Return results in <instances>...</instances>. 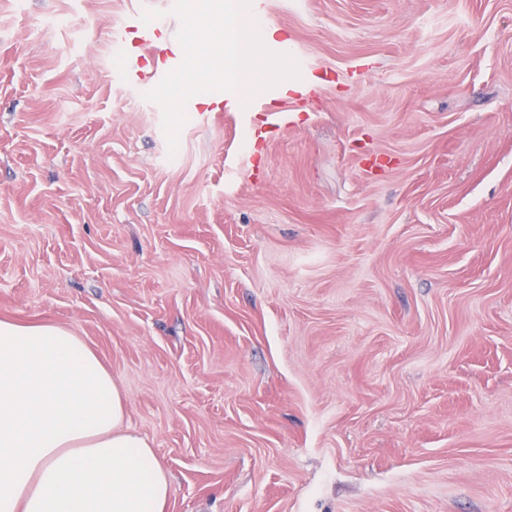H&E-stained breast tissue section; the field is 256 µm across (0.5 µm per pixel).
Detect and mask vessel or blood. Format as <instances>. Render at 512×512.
Returning <instances> with one entry per match:
<instances>
[{
    "label": "vessel or blood",
    "instance_id": "vessel-or-blood-1",
    "mask_svg": "<svg viewBox=\"0 0 512 512\" xmlns=\"http://www.w3.org/2000/svg\"><path fill=\"white\" fill-rule=\"evenodd\" d=\"M125 34L132 42L126 48L123 78L136 86L155 87L180 62V47L168 30L146 22L140 12L125 18Z\"/></svg>",
    "mask_w": 512,
    "mask_h": 512
}]
</instances>
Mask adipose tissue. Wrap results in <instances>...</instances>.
I'll list each match as a JSON object with an SVG mask.
<instances>
[{"label":"adipose tissue","mask_w":512,"mask_h":512,"mask_svg":"<svg viewBox=\"0 0 512 512\" xmlns=\"http://www.w3.org/2000/svg\"><path fill=\"white\" fill-rule=\"evenodd\" d=\"M71 331L0 320V512H166L168 471Z\"/></svg>","instance_id":"adipose-tissue-1"}]
</instances>
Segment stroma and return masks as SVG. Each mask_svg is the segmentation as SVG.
Returning <instances> with one entry per match:
<instances>
[{"mask_svg":"<svg viewBox=\"0 0 512 512\" xmlns=\"http://www.w3.org/2000/svg\"><path fill=\"white\" fill-rule=\"evenodd\" d=\"M153 9L0 0V319L98 356L167 512H512V0H267L310 94L173 157ZM133 35L126 47L123 78L136 86L154 88L180 62V47L168 30L155 23H148L143 15L134 11L125 18L124 40ZM145 57L149 65L144 64Z\"/></svg>","mask_w":512,"mask_h":512,"instance_id":"1","label":"stroma"}]
</instances>
